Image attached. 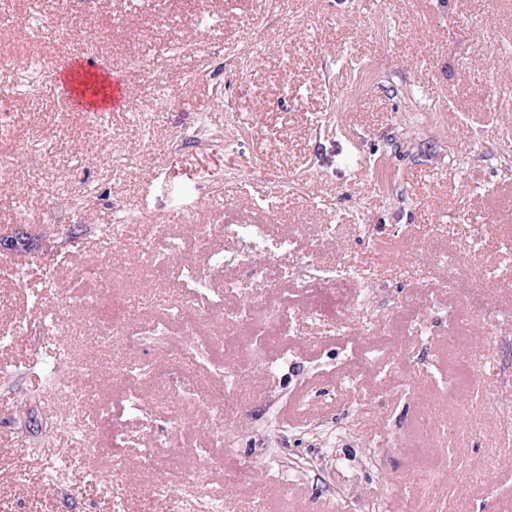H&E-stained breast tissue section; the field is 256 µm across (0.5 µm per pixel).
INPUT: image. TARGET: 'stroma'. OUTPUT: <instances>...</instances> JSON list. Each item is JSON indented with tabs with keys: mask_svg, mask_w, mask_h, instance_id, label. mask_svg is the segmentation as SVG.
I'll return each instance as SVG.
<instances>
[{
	"mask_svg": "<svg viewBox=\"0 0 512 512\" xmlns=\"http://www.w3.org/2000/svg\"><path fill=\"white\" fill-rule=\"evenodd\" d=\"M25 10L13 0L0 17V51L42 75L10 114L13 147L38 161L0 181V231L37 238L0 252V512H170L185 476L222 512H512L499 416L512 382L496 376L512 361V0H169L164 20L154 0H40L46 29L102 39L114 68L130 53L147 64L107 115L51 92L60 56L80 51L26 40ZM189 40L213 72L187 83ZM228 43L241 61H222ZM205 122L234 132L207 150L167 148ZM83 191L88 211L65 207ZM75 224L77 267L63 257ZM216 224H272L294 246L211 271L207 252L239 248ZM169 238L180 248L161 278L139 277ZM313 258L372 269L374 299L359 302L355 277L292 278ZM189 266L212 290L236 279L251 292L189 300ZM456 281L482 290L486 313L468 310ZM155 290L193 308L197 337L90 342L97 321L125 319ZM243 304L248 318L227 319ZM56 347L59 377L115 413L91 426L89 480L53 475L38 441L64 402L15 372ZM130 360L168 370L170 388L126 377ZM229 362L230 396L217 370ZM221 400L233 413L209 465L196 450ZM428 410L438 431L421 430ZM144 441L157 470L139 465ZM228 468L249 481L225 485ZM417 469L428 481L406 485Z\"/></svg>",
	"mask_w": 512,
	"mask_h": 512,
	"instance_id": "obj_1",
	"label": "stroma"
}]
</instances>
